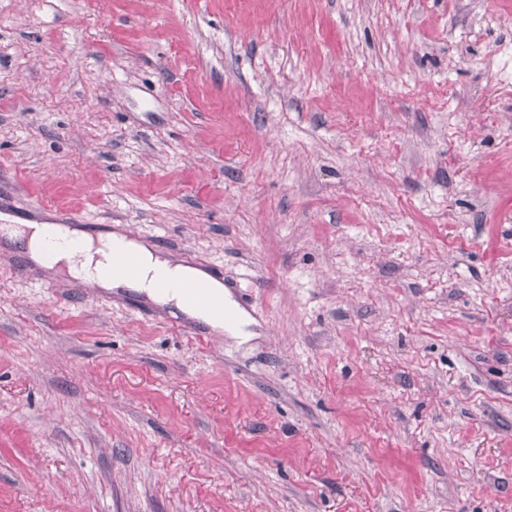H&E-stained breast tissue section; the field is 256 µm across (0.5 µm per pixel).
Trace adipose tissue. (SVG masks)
Returning <instances> with one entry per match:
<instances>
[{"label":"adipose tissue","mask_w":512,"mask_h":512,"mask_svg":"<svg viewBox=\"0 0 512 512\" xmlns=\"http://www.w3.org/2000/svg\"><path fill=\"white\" fill-rule=\"evenodd\" d=\"M1 231L9 239L23 241L27 257L37 264L42 263L43 253L49 249V241L59 239V246L53 248V264L72 277L106 289L110 288L111 283L106 280L103 270L112 253L121 249L134 250L140 257V266L137 278L131 283L132 288L158 304L173 307L186 316L209 324L216 331L224 329L223 321L189 304L181 292L185 281L201 280L209 282L211 288L221 296L225 293L223 283L211 278L204 269L159 254L149 243L122 233L95 240L75 228L57 231L54 224L47 221L8 225Z\"/></svg>","instance_id":"adipose-tissue-1"}]
</instances>
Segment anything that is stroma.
Segmentation results:
<instances>
[{
  "label": "stroma",
  "instance_id": "obj_1",
  "mask_svg": "<svg viewBox=\"0 0 512 512\" xmlns=\"http://www.w3.org/2000/svg\"><path fill=\"white\" fill-rule=\"evenodd\" d=\"M0 184L251 319L0 240V512H512V0H0ZM3 230L10 240H22L27 257L42 267L53 268L57 265L56 270H65L70 276L100 288L109 289L113 286L135 288L152 301L173 307L186 316L205 322L221 334L224 333V321L217 320L208 311L189 304L179 288L187 280L207 281L229 306L236 307L229 292L224 290V284L214 279L204 269L190 266L172 256H163L149 243L129 238L123 233H112L95 242L76 228H65L64 233L59 234L54 224L48 221L16 226L4 225ZM51 239H58L62 244L52 250L54 257L51 262L46 263L43 260V253L48 249ZM121 249H132L138 253L139 274L132 282L112 281L111 283L106 280L103 269L107 266L111 254ZM163 281L168 284V287L159 290L158 286ZM161 286L165 287L163 283ZM185 292L193 303L207 307L215 316L225 321L230 319L220 298L212 294L206 284L194 283L185 288Z\"/></svg>",
  "mask_w": 512,
  "mask_h": 512
}]
</instances>
